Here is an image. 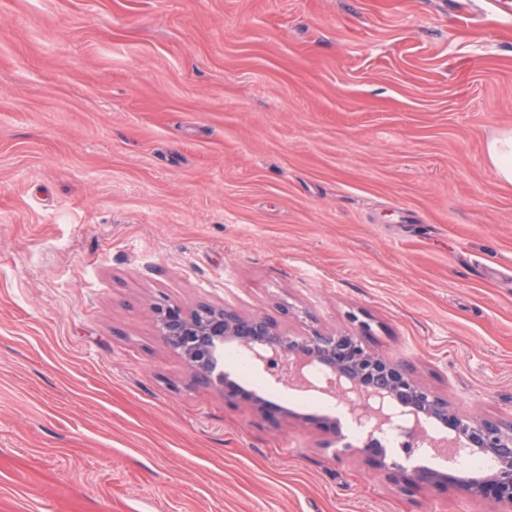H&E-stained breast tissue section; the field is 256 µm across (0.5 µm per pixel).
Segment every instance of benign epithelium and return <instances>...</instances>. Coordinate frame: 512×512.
<instances>
[{"label":"benign epithelium","mask_w":512,"mask_h":512,"mask_svg":"<svg viewBox=\"0 0 512 512\" xmlns=\"http://www.w3.org/2000/svg\"><path fill=\"white\" fill-rule=\"evenodd\" d=\"M160 335L186 361L193 375L217 384L228 397H238L263 415L291 416L292 410L262 394L240 386L228 372L218 371L224 346L245 351L276 384L314 392L350 404L351 414L373 429L383 430L404 421L414 435L410 453L424 456L452 447L457 455L491 460L484 475L448 467H418L411 471L395 462L369 440L361 449L368 461L400 473L408 484L452 488L480 499H491L512 512V422L479 414H460L448 401L415 379L399 362L342 332L312 329L293 336L264 313L241 314L231 308L205 305L193 311L177 306L156 307Z\"/></svg>","instance_id":"1"}]
</instances>
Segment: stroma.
<instances>
[{"label": "stroma", "mask_w": 512, "mask_h": 512, "mask_svg": "<svg viewBox=\"0 0 512 512\" xmlns=\"http://www.w3.org/2000/svg\"><path fill=\"white\" fill-rule=\"evenodd\" d=\"M512 0H0V512H496L155 305L354 334L512 420ZM487 152L499 179L512 184V130H504L491 139Z\"/></svg>", "instance_id": "obj_1"}]
</instances>
